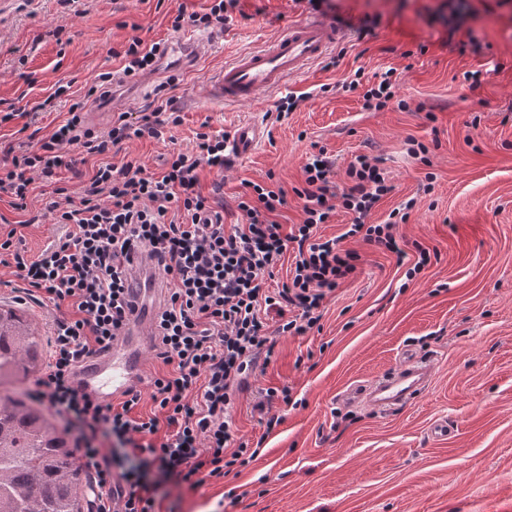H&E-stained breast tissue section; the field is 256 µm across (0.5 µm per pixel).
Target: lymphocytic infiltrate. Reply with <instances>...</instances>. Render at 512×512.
<instances>
[{"instance_id": "f902f5d3", "label": "lymphocytic infiltrate", "mask_w": 512, "mask_h": 512, "mask_svg": "<svg viewBox=\"0 0 512 512\" xmlns=\"http://www.w3.org/2000/svg\"><path fill=\"white\" fill-rule=\"evenodd\" d=\"M112 75L100 73L87 96L58 86L54 98H66L68 117L48 137L23 142L0 167V193L24 207L34 177L55 184L57 201L49 212L64 233L37 258L28 257L16 229L0 231V264L16 268L32 297L68 303L74 315L57 320L50 339L51 362L32 396L47 402L67 430L76 432L97 496L93 512H160L158 482L191 489L208 478L226 477L255 458L237 435L234 394L260 357H272L277 337L301 336L318 325L326 298L356 269L358 255L345 249V237L405 261L395 222L368 223L375 205L392 190L375 160L360 154L347 168L349 185L340 197L351 216L346 236L319 239L320 224L334 210L332 164L318 154L304 167L302 223L284 227L272 218L285 205L279 186L253 185L237 204L243 220L225 223L210 197L199 190V170L223 173L230 160L226 134L200 131L192 151H177L162 171L128 162L99 165L79 200L68 199L57 185L66 162L64 146L103 155L123 142L161 138L167 126L183 118L173 97L157 92L152 109L121 112L107 131L82 124L88 96H106ZM142 252L162 272L166 297L152 327V349L167 365L149 382V394L129 391L120 407L104 406L72 383V372L85 358L111 346L125 320L126 262ZM294 266L281 287L271 278L286 253ZM150 414L136 415L143 397ZM121 440L133 467L114 471L113 452L98 438Z\"/></svg>"}]
</instances>
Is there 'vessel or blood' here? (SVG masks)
Here are the masks:
<instances>
[{"mask_svg": "<svg viewBox=\"0 0 512 512\" xmlns=\"http://www.w3.org/2000/svg\"><path fill=\"white\" fill-rule=\"evenodd\" d=\"M344 37V30L335 24L316 16L306 17L288 25L270 45L225 61L211 74L206 97L214 104L249 103L259 95L286 89L290 79L323 59ZM205 47L203 40L185 31L165 44L163 58L174 67L188 69L199 60ZM263 138L260 124L245 122L229 134L226 146L231 154L246 157L258 148ZM126 293L134 311L121 335L108 350L82 362L73 376V384L80 392L104 405L144 384L152 325L165 295L164 280L147 255L134 256ZM430 366L429 358L404 356L398 365L381 375L346 387L340 400L381 414L400 411L422 395Z\"/></svg>", "mask_w": 512, "mask_h": 512, "instance_id": "obj_1", "label": "vessel or blood"}]
</instances>
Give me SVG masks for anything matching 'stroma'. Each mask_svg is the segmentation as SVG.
<instances>
[{
	"label": "stroma",
	"mask_w": 512,
	"mask_h": 512,
	"mask_svg": "<svg viewBox=\"0 0 512 512\" xmlns=\"http://www.w3.org/2000/svg\"><path fill=\"white\" fill-rule=\"evenodd\" d=\"M438 0H340L344 15L377 20L373 36L356 34L291 80L285 94L298 105L277 117L281 95L248 105H216L205 98L212 71L225 60L271 41L308 14L302 0H237L232 20L206 29L210 55L177 74L172 91L183 115L163 139L129 140L105 156L66 150L60 172L79 199L94 168L135 160L148 170L170 151L192 150L202 122L231 131L256 120L268 138L252 155L233 159L223 174L201 173L203 193L223 181L224 221L240 220L243 181L275 179L287 190L278 210L283 224L301 223L294 187L317 153L333 161L336 190L349 183L356 155L379 161L393 187L368 221L384 223L413 201L397 224L405 261L348 239L357 270L327 298L319 329L278 337L264 373L235 393L238 434L259 448L238 476L211 478L198 489L165 484L161 512H512V8L477 0L474 27L486 48L460 52L463 33L429 25ZM208 0H0V104L29 112L0 124V160L27 140L23 124L50 135L68 117V106L35 111L57 82L86 93L97 75L120 71L113 52L132 34L145 43L166 42L178 9L205 12ZM393 71L396 96L364 109L359 93L342 82ZM480 72L479 83L466 80ZM429 145L427 161L409 152L411 141ZM52 185L35 181L22 210L0 198V225L24 223L25 246L37 255L63 228L47 217ZM426 248L431 262L415 277L406 271ZM22 280L0 265V305L23 313L40 340H48L67 306L21 301ZM430 355L428 386L411 406L379 415L338 399L354 381L372 379L398 364L405 352ZM289 386L296 401L273 403L282 421L266 429L254 412L262 388ZM445 420L453 431L436 440L430 425Z\"/></svg>",
	"instance_id": "obj_1"
}]
</instances>
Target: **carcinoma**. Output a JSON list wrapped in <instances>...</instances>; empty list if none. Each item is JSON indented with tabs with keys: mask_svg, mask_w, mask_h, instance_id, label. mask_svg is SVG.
Returning a JSON list of instances; mask_svg holds the SVG:
<instances>
[{
	"mask_svg": "<svg viewBox=\"0 0 512 512\" xmlns=\"http://www.w3.org/2000/svg\"><path fill=\"white\" fill-rule=\"evenodd\" d=\"M39 338L16 309L0 307V384L30 375ZM81 468L65 432L22 400L0 398V512H81Z\"/></svg>",
	"mask_w": 512,
	"mask_h": 512,
	"instance_id": "carcinoma-1",
	"label": "carcinoma"
}]
</instances>
